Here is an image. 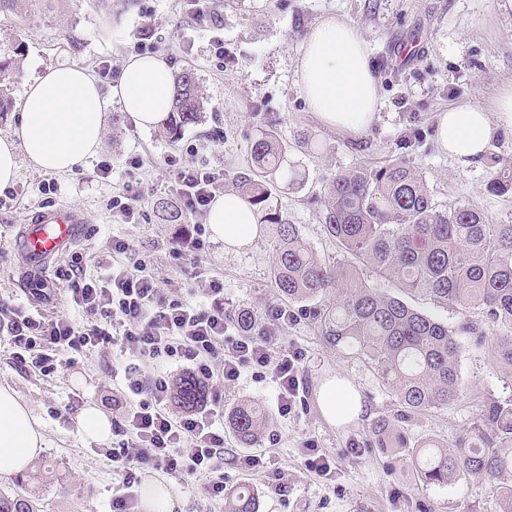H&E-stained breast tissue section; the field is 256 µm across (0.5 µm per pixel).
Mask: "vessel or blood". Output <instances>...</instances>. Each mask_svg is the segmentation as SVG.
<instances>
[{
  "mask_svg": "<svg viewBox=\"0 0 512 512\" xmlns=\"http://www.w3.org/2000/svg\"><path fill=\"white\" fill-rule=\"evenodd\" d=\"M87 232L82 212L59 204L30 214L21 225L14 244L33 272L43 274L77 246Z\"/></svg>",
  "mask_w": 512,
  "mask_h": 512,
  "instance_id": "obj_1",
  "label": "vessel or blood"
}]
</instances>
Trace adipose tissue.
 I'll return each instance as SVG.
<instances>
[{
    "label": "adipose tissue",
    "instance_id": "obj_1",
    "mask_svg": "<svg viewBox=\"0 0 512 512\" xmlns=\"http://www.w3.org/2000/svg\"><path fill=\"white\" fill-rule=\"evenodd\" d=\"M297 70L307 105L324 125L358 134L378 120L379 88L368 44L354 25L325 17L306 37ZM173 95L169 65L156 55L129 57L107 90L81 63L48 67L26 83L15 120L0 135V187L17 180L24 162L53 173L81 165L100 149L113 104L147 128L166 118ZM505 128L512 129V86L501 91L494 110L468 104L441 113L437 140L457 166L478 167ZM206 220L213 239L236 250L259 233L253 207L230 192L215 197ZM319 406L337 427L365 413L356 388L346 380L326 382ZM44 447L43 427L33 410L11 388L0 387V481L22 476Z\"/></svg>",
    "mask_w": 512,
    "mask_h": 512
}]
</instances>
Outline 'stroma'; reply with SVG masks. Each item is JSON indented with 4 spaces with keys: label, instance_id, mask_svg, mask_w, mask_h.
<instances>
[{
    "label": "stroma",
    "instance_id": "obj_1",
    "mask_svg": "<svg viewBox=\"0 0 512 512\" xmlns=\"http://www.w3.org/2000/svg\"><path fill=\"white\" fill-rule=\"evenodd\" d=\"M204 9L218 17L212 26L186 13L180 0H132L123 10L100 0H36L27 21L0 15V50L20 43L19 70L13 78L12 99L20 101L28 81L47 67L64 61L82 63L91 71L111 63L121 70L142 39L165 57L171 73L191 69L205 99L199 124L170 140L161 127L140 129L113 105L100 151L66 174H51L21 165L14 184L17 196L0 207V298L14 300L46 317L67 315L84 321L81 308L57 301L37 306L18 289L22 263L13 237L27 214L46 203H67L80 209L88 234L76 247L91 254L106 238L132 241L127 261H139L158 272L172 289L200 288L202 278L224 282V313L240 308L264 314L276 304L270 286L269 229L251 245L225 253L223 244L206 239L199 259L178 258L167 243L180 226L166 223L156 208L167 198L172 177L168 158L199 163L230 174L243 167L259 127L276 128L288 159L300 175L297 185L279 184L275 202L288 223L297 225L306 243L322 258L346 265L349 256L325 232V193L340 173L360 166L375 167L405 157L424 176L435 202L460 203L480 212L487 223L512 224V191L493 194L487 184L497 171L512 167V132L493 143L485 164L459 169L436 142L441 112L460 104L492 108L498 91L512 85V4L506 0H206ZM336 15L364 34L379 87L380 114L369 133L356 136L322 124L301 93L297 58L304 41L294 35L296 19L313 28L325 16ZM113 30H106L108 18ZM223 39L224 54L216 56L214 39ZM418 46L412 60L395 65L394 53L403 43ZM114 163L143 195L135 224L114 221L108 201L116 189L112 179L95 177L101 161ZM59 190L51 200L34 194L41 181ZM416 309L459 332V396L448 406L427 411L402 423L409 441L434 439L453 445L474 426L485 400H512V372L499 368L489 343L503 335L502 326L478 307L434 305L409 294ZM479 328L485 345H476L462 324ZM279 343L302 350L304 393L293 413L280 415L271 400L268 373L247 370L238 381L220 387L225 407L242 400L259 403L271 427L254 447L245 449L232 431L224 433V484L247 486L258 512H500L499 484L483 477H466L449 486H424L413 468L376 447L372 427L379 416L398 408L363 355L336 350L323 340L312 320L297 316ZM68 365L47 376L20 370L11 348L0 337V386H10L40 419L46 447L24 481L0 482V493L28 489L41 512H112L116 480L111 462L96 442L77 429V417L66 405L73 397L101 403L110 395L112 378L100 355L70 352ZM344 378L359 392L366 411L339 428L319 408L321 385ZM329 457L332 470L321 474L306 463L308 448ZM252 454L256 469L241 468L238 459Z\"/></svg>",
    "mask_w": 512,
    "mask_h": 512
}]
</instances>
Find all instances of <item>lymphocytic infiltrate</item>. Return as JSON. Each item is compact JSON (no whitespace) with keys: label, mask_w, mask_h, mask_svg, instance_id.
Wrapping results in <instances>:
<instances>
[{"label":"lymphocytic infiltrate","mask_w":512,"mask_h":512,"mask_svg":"<svg viewBox=\"0 0 512 512\" xmlns=\"http://www.w3.org/2000/svg\"><path fill=\"white\" fill-rule=\"evenodd\" d=\"M220 173L184 164L168 186L181 209L194 216L206 213L216 196ZM128 239L106 240L93 258L94 274H86L81 258H73L57 275L69 288L68 300L81 307L86 319L66 316L39 319L0 300V335L14 347V365L49 375L68 351L95 352L112 357V444L104 454L117 478L112 512H137L135 491L139 474L152 465L170 474L187 473L203 481L212 500L224 497V418L221 399L172 415L176 376L188 375L204 386L239 380L245 369L270 371L276 384V404L289 414L300 394L301 353L277 348L280 332L291 316L273 305L269 320L255 336L225 333L224 285L209 281L197 302L193 290H164L155 273L141 263L122 262L131 252Z\"/></svg>","instance_id":"f902f5d3"}]
</instances>
